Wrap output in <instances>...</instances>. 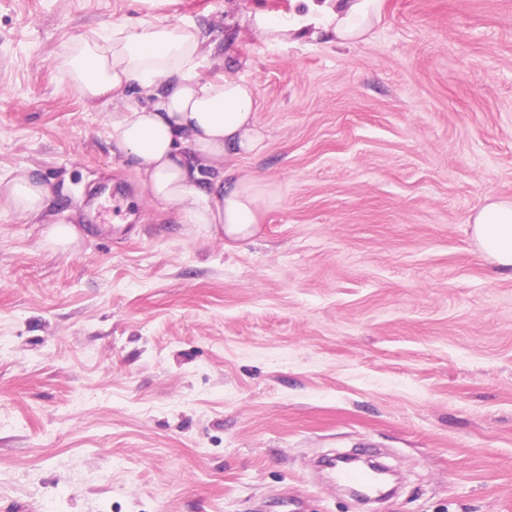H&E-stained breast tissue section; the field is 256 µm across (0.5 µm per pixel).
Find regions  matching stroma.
I'll return each instance as SVG.
<instances>
[{
	"label": "stroma",
	"mask_w": 512,
	"mask_h": 512,
	"mask_svg": "<svg viewBox=\"0 0 512 512\" xmlns=\"http://www.w3.org/2000/svg\"><path fill=\"white\" fill-rule=\"evenodd\" d=\"M289 0H0V512H512V276L478 206L512 200V0H386L368 42L272 46ZM191 20L205 77L270 135L279 201L225 246L112 154L64 60L118 22ZM76 225L68 246L53 223ZM369 449L367 506L316 462ZM0 193L9 199L15 210L37 217L45 209L51 189L34 176L22 175L6 183L0 180Z\"/></svg>",
	"instance_id": "obj_1"
}]
</instances>
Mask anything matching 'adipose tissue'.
Here are the masks:
<instances>
[{"mask_svg":"<svg viewBox=\"0 0 512 512\" xmlns=\"http://www.w3.org/2000/svg\"><path fill=\"white\" fill-rule=\"evenodd\" d=\"M288 14L258 9L251 32L272 45L302 37L350 46L380 22L384 0H291ZM209 37L188 21L113 24L84 40L66 61L73 85L91 101H123L112 115L114 152L131 161L152 199L174 208L180 223L221 226L227 239L253 236L274 201L269 184L246 175L239 159L258 156L267 135L255 117L253 87L234 76L201 78ZM15 210L39 216L51 194L31 175L0 182ZM480 250L512 268V201L480 206L474 218Z\"/></svg>","mask_w":512,"mask_h":512,"instance_id":"1","label":"adipose tissue"}]
</instances>
